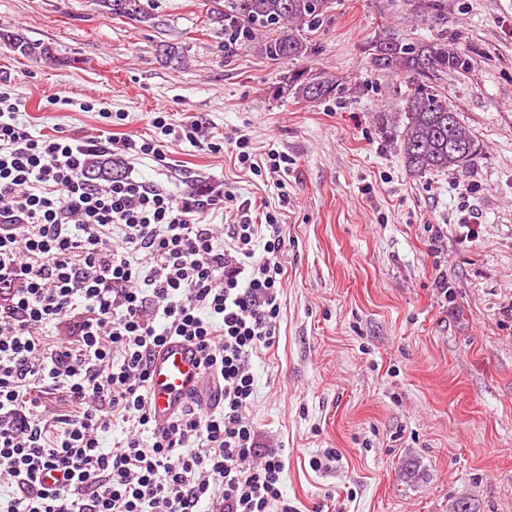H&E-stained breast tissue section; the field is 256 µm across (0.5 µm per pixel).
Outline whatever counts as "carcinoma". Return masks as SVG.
<instances>
[{"label": "carcinoma", "mask_w": 512, "mask_h": 512, "mask_svg": "<svg viewBox=\"0 0 512 512\" xmlns=\"http://www.w3.org/2000/svg\"><path fill=\"white\" fill-rule=\"evenodd\" d=\"M113 15L131 21L151 19L141 0H98ZM329 8V0H224V33L231 45L246 46L258 31L272 30L259 43L265 57L295 60L309 55V41L295 33L290 24L316 27ZM0 43L27 57L51 58L48 46L27 41L0 28ZM371 62L379 71L404 78L409 83L401 112L392 122L401 127L399 151L406 169L415 176L439 171H467L477 155L479 143L457 118L448 98L437 90L434 80L449 71L465 72L470 57L437 38L429 42H403L384 37L371 44ZM343 90L340 80L318 68L298 70L288 76V91L295 98L320 101ZM91 181L114 180L112 157L92 156L85 170Z\"/></svg>", "instance_id": "1"}]
</instances>
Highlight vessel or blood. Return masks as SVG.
Listing matches in <instances>:
<instances>
[{"label": "vessel or blood", "mask_w": 512, "mask_h": 512, "mask_svg": "<svg viewBox=\"0 0 512 512\" xmlns=\"http://www.w3.org/2000/svg\"><path fill=\"white\" fill-rule=\"evenodd\" d=\"M202 385L196 358L189 346L173 342L155 359L151 369L150 408L158 423H165L185 397Z\"/></svg>", "instance_id": "obj_1"}]
</instances>
